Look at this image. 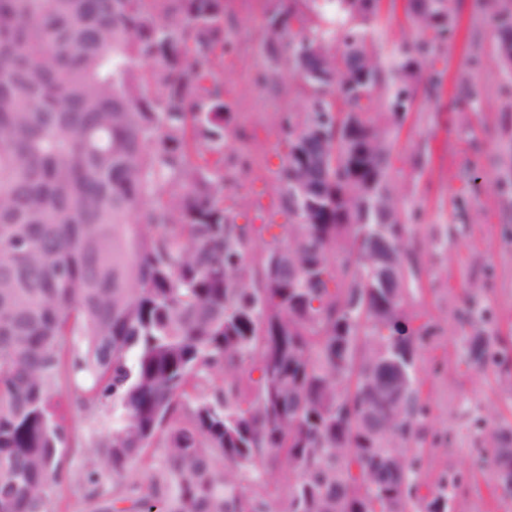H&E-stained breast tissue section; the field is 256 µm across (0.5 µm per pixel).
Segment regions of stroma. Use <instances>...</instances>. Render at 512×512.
I'll use <instances>...</instances> for the list:
<instances>
[{"label":"stroma","instance_id":"obj_1","mask_svg":"<svg viewBox=\"0 0 512 512\" xmlns=\"http://www.w3.org/2000/svg\"><path fill=\"white\" fill-rule=\"evenodd\" d=\"M265 0H225V32L237 47L225 57L224 99L235 116L230 144L246 163L240 196L224 203L239 224L285 223L272 188L286 145L278 116L283 95L258 83L266 68L258 43ZM373 40L383 64L414 38L403 0H383ZM495 24L480 0H458V30L440 47L395 145L392 186L408 222L407 246L418 269L412 326L431 334L417 373L428 415L416 442L425 450L422 482L466 473L454 512H512V496L493 493L495 470L484 461L493 422L512 423V369L468 365L463 339L481 327L512 337V74L497 64ZM70 388L64 478L49 512H102L112 502V473L94 467L90 445L112 427V410H89Z\"/></svg>","mask_w":512,"mask_h":512}]
</instances>
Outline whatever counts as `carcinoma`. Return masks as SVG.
<instances>
[{
	"label": "carcinoma",
	"mask_w": 512,
	"mask_h": 512,
	"mask_svg": "<svg viewBox=\"0 0 512 512\" xmlns=\"http://www.w3.org/2000/svg\"><path fill=\"white\" fill-rule=\"evenodd\" d=\"M379 2L266 0L268 74L305 111L279 115L288 223L256 226L224 207V0H0V512H48L62 397L80 380L87 407L112 402L93 442L112 512H452L463 476L421 492L412 447L426 329L390 326L408 321L415 279L390 171L393 113L455 7L406 0L417 35L386 69ZM300 177L308 205L290 191ZM388 233L398 301L371 287ZM466 355L507 368L512 341L476 334ZM487 439L512 491V425ZM159 447L166 465L131 481L126 466Z\"/></svg>",
	"instance_id": "obj_1"
}]
</instances>
